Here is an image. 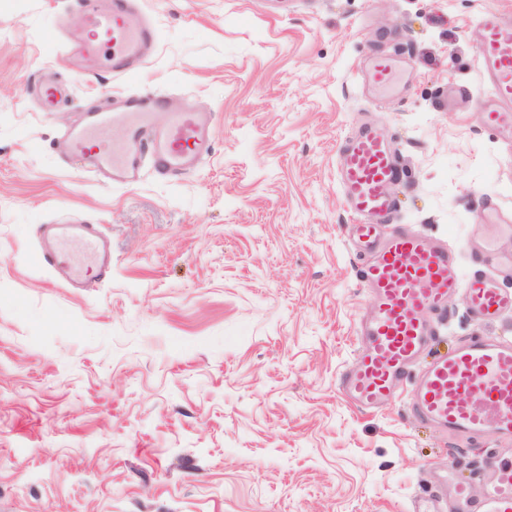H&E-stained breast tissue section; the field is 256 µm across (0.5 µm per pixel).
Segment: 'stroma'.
<instances>
[{
	"label": "stroma",
	"mask_w": 512,
	"mask_h": 512,
	"mask_svg": "<svg viewBox=\"0 0 512 512\" xmlns=\"http://www.w3.org/2000/svg\"><path fill=\"white\" fill-rule=\"evenodd\" d=\"M158 35L131 76L61 54L75 0H0V512H409L446 470L480 494L492 435L464 445L405 398L338 393L368 291L340 152L384 127L395 221L459 248L492 196L512 217V138L488 128L481 13L512 0H140ZM394 55L387 87L363 70ZM51 78L69 97L42 110ZM157 89L213 112L196 170L111 187L65 159L81 108ZM98 225L112 278L38 267L40 224ZM512 336L448 298L440 345Z\"/></svg>",
	"instance_id": "1"
}]
</instances>
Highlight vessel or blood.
<instances>
[{"mask_svg":"<svg viewBox=\"0 0 512 512\" xmlns=\"http://www.w3.org/2000/svg\"><path fill=\"white\" fill-rule=\"evenodd\" d=\"M77 6L90 32L79 55L111 73L133 74L134 61L147 57L157 41L155 27L135 0H77ZM480 25L481 71L498 101L487 109L485 123L512 134V113L500 108L512 102V25L493 10L482 15ZM398 71V60L385 56L373 62L368 77L385 86ZM167 106L166 95L156 92L124 97L117 108L86 107L82 122L68 133V150L115 184L132 182L146 160L161 176H179L208 156L211 126L202 112H176L165 126H155L153 113ZM401 173L374 130L361 131L343 151L341 182L351 210L362 219L354 227V240L370 255L362 279L373 305L360 325L363 344L340 379V392L363 411L381 408L404 393L418 418L450 434L474 438L494 431L508 453L489 461L494 477L480 497H473L466 484L453 483L455 512H512V338L476 334L428 364L419 362L433 339L434 320L446 316V302L457 291L465 292L475 321H491L512 310V290L482 269L494 261L512 274V255L497 252L498 239L512 237V225H493L476 255L478 269L463 274L457 250L447 244L400 227L379 234V225L393 216L389 187ZM39 231L45 243L34 257L37 265L56 269L75 245L92 263L89 271L72 274V282L111 279L106 241L93 225L46 224Z\"/></svg>","mask_w":512,"mask_h":512,"instance_id":"b4317fda","label":"vessel or blood"}]
</instances>
